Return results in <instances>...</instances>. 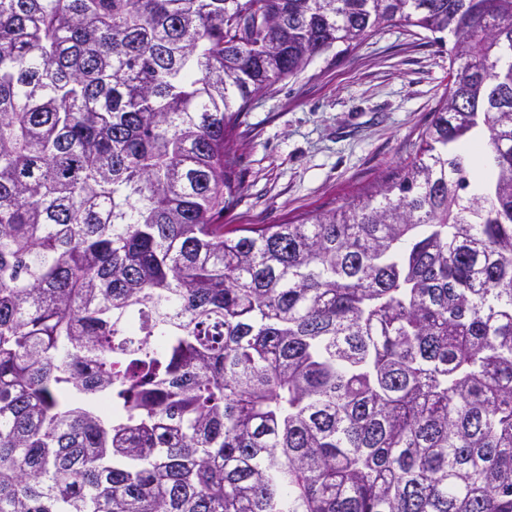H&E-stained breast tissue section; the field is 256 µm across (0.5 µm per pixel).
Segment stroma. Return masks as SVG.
I'll return each instance as SVG.
<instances>
[{
	"mask_svg": "<svg viewBox=\"0 0 512 512\" xmlns=\"http://www.w3.org/2000/svg\"><path fill=\"white\" fill-rule=\"evenodd\" d=\"M448 50L398 24L257 94L237 130L243 191L228 229L330 210L394 178L448 86Z\"/></svg>",
	"mask_w": 512,
	"mask_h": 512,
	"instance_id": "stroma-1",
	"label": "stroma"
}]
</instances>
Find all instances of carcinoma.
<instances>
[{
  "mask_svg": "<svg viewBox=\"0 0 512 512\" xmlns=\"http://www.w3.org/2000/svg\"><path fill=\"white\" fill-rule=\"evenodd\" d=\"M397 24L454 37L413 161L224 230L253 98ZM509 54L512 0H0V512H512Z\"/></svg>",
  "mask_w": 512,
  "mask_h": 512,
  "instance_id": "cac0c4a2",
  "label": "carcinoma"
}]
</instances>
